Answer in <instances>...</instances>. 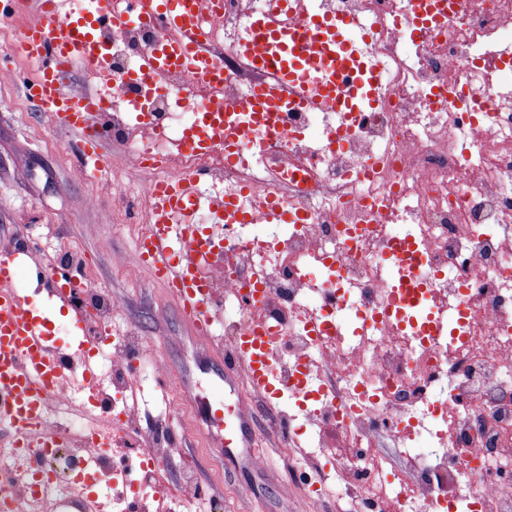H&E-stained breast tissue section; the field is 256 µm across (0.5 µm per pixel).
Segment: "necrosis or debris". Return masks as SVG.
Segmentation results:
<instances>
[{
	"label": "necrosis or debris",
	"mask_w": 512,
	"mask_h": 512,
	"mask_svg": "<svg viewBox=\"0 0 512 512\" xmlns=\"http://www.w3.org/2000/svg\"><path fill=\"white\" fill-rule=\"evenodd\" d=\"M318 2L373 26L365 51L385 74L379 104L340 147L326 137L335 116L294 111L275 141L247 134L245 165H226L220 148L180 149L188 102L232 105L266 79L236 54L263 0H225L204 43L223 62V79L209 86L183 71L165 73L146 100L158 135L133 120L122 82L162 32L136 25L104 34L111 81L88 68L83 82L101 97L98 126H111L125 147L109 189L144 206L157 182L201 168L215 195L249 188L308 214V223L277 224L268 236L221 225L224 250L200 272L214 307L206 335L228 346L252 323H266L277 374L288 381L304 369L322 393L283 413L314 432L299 483L311 512L332 496L341 501L336 512H512V90L501 81L512 56L504 38L512 0H463L439 31L409 26L411 0ZM399 265L423 278L414 311L454 320L452 332L426 336L411 322L378 318ZM257 281L262 291L254 295ZM329 289L335 305L311 304L313 292ZM319 321L326 327L317 336L309 325ZM132 357L150 376L166 369L146 337H113L116 452L134 422ZM419 436L429 451H415ZM93 437L71 435L38 463L60 481L82 472L89 456L107 467ZM138 445L148 459L141 483L154 494L129 500L127 483L113 477L114 512H168L170 500L193 496L192 475L173 488L164 481L172 451L165 417Z\"/></svg>",
	"instance_id": "obj_1"
}]
</instances>
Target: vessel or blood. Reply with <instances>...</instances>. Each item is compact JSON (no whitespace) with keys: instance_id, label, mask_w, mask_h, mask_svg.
<instances>
[{"instance_id":"1","label":"vessel or blood","mask_w":512,"mask_h":512,"mask_svg":"<svg viewBox=\"0 0 512 512\" xmlns=\"http://www.w3.org/2000/svg\"><path fill=\"white\" fill-rule=\"evenodd\" d=\"M462 0H414L411 19L418 27L441 26ZM35 16L19 40L26 57L37 63L40 76L24 81L28 98L46 112L52 123L73 135L85 164H104L105 130L94 123L99 99L72 92L66 71L75 65L107 69L101 49L104 31L129 24H149L167 36L146 56L126 83L136 89L129 105L140 111L139 92L154 88L169 69L193 72L206 81L220 74L219 64L199 49L208 0H126L123 13H112L108 0H87L84 7L61 15L57 0H29ZM369 29L340 13L312 9L309 0H264L261 12L248 20L247 34L237 52L247 65L264 71L268 79L252 88L237 105L194 106V117L182 136L183 146L205 153L223 145L229 166L244 163L239 139L244 130L262 132L268 140L279 137L285 112L301 107L311 112H365L377 103L381 70L369 61L362 47ZM196 176H182L156 185L150 196V219L136 244L139 261L153 278L174 288L182 314L197 326H208L213 308L207 284L197 270L212 233L193 218L203 202ZM219 210L228 224L301 223L300 213L289 212L279 201L225 197ZM18 270L13 255L0 256V423L12 430L19 448H51L68 439L56 429L48 410L55 391L73 380L64 355L50 339L46 319L21 300L11 285ZM55 297L66 304L74 323H82L86 308L80 300L84 286L80 270L54 267L43 270ZM218 386L235 385L238 368H245L251 386L274 403L283 385L274 374L267 330L255 326L240 337L226 355ZM207 413L218 430L213 439L221 447H251V417L236 408L224 420L223 408L207 402Z\"/></svg>"}]
</instances>
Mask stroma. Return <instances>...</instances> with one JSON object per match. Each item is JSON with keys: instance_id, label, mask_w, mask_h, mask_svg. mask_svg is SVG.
<instances>
[{"instance_id": "35a3bbf8", "label": "stroma", "mask_w": 512, "mask_h": 512, "mask_svg": "<svg viewBox=\"0 0 512 512\" xmlns=\"http://www.w3.org/2000/svg\"><path fill=\"white\" fill-rule=\"evenodd\" d=\"M30 70L19 64L15 79L0 82V100L14 104L0 110V244L20 259L16 289L49 309L61 328L54 343L74 350L90 337L135 331L153 341L174 378L188 381V390L171 410L170 425L186 440L167 463L166 483L178 482L188 469L208 498L223 499L224 512H291L288 464L274 442L264 441L261 420H254L252 428L256 451L267 460L265 469H254L212 445L199 401L220 397L225 405L234 404L235 395L213 386L223 359L195 335L163 283L136 274L137 226L126 225L120 199L82 175L79 152L69 146L68 134L25 101L20 82ZM62 248L84 252L99 288L118 303L107 323L72 325L67 308L50 301L46 291L33 290L35 268L55 264Z\"/></svg>"}]
</instances>
